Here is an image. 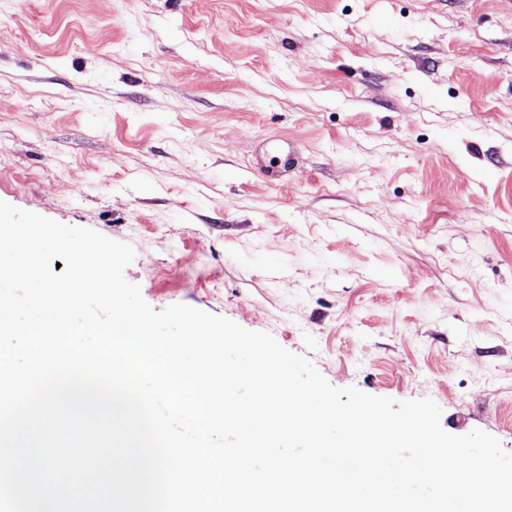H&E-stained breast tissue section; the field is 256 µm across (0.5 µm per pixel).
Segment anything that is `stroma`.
I'll return each mask as SVG.
<instances>
[{
    "mask_svg": "<svg viewBox=\"0 0 512 512\" xmlns=\"http://www.w3.org/2000/svg\"><path fill=\"white\" fill-rule=\"evenodd\" d=\"M0 201L512 453V0H0Z\"/></svg>",
    "mask_w": 512,
    "mask_h": 512,
    "instance_id": "obj_1",
    "label": "stroma"
}]
</instances>
